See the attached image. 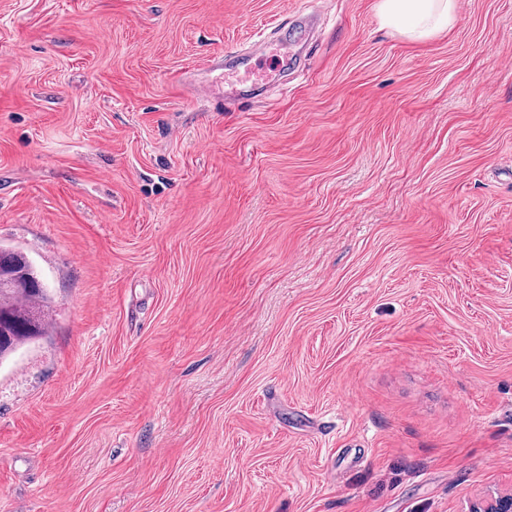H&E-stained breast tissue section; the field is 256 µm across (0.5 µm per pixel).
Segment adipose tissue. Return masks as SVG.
<instances>
[{
  "instance_id": "adipose-tissue-1",
  "label": "adipose tissue",
  "mask_w": 512,
  "mask_h": 512,
  "mask_svg": "<svg viewBox=\"0 0 512 512\" xmlns=\"http://www.w3.org/2000/svg\"><path fill=\"white\" fill-rule=\"evenodd\" d=\"M457 0H378L383 27L422 41L448 31L455 20Z\"/></svg>"
}]
</instances>
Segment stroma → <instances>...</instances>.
Returning a JSON list of instances; mask_svg holds the SVG:
<instances>
[{"mask_svg": "<svg viewBox=\"0 0 512 512\" xmlns=\"http://www.w3.org/2000/svg\"><path fill=\"white\" fill-rule=\"evenodd\" d=\"M376 3L0 0V245L54 298L0 512L512 493V0L423 41Z\"/></svg>", "mask_w": 512, "mask_h": 512, "instance_id": "obj_1", "label": "stroma"}]
</instances>
